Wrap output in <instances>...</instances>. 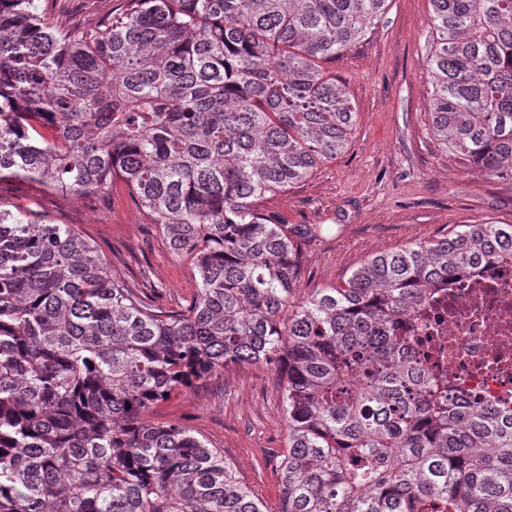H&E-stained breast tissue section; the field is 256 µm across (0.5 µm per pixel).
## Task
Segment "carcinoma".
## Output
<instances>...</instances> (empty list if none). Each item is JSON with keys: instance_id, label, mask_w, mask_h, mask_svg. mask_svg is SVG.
Segmentation results:
<instances>
[{"instance_id": "obj_1", "label": "carcinoma", "mask_w": 512, "mask_h": 512, "mask_svg": "<svg viewBox=\"0 0 512 512\" xmlns=\"http://www.w3.org/2000/svg\"><path fill=\"white\" fill-rule=\"evenodd\" d=\"M430 128L512 182V0H431ZM387 0H129L90 30L0 0V179L124 183L198 288L155 304L72 224L0 210V512H264L224 455L144 414L228 364H273L278 512H512V412L448 398L401 322L512 258V224L382 252L300 303L301 242L268 194L345 149L356 112L322 62Z\"/></svg>"}]
</instances>
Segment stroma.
Wrapping results in <instances>:
<instances>
[{
  "instance_id": "1",
  "label": "stroma",
  "mask_w": 512,
  "mask_h": 512,
  "mask_svg": "<svg viewBox=\"0 0 512 512\" xmlns=\"http://www.w3.org/2000/svg\"><path fill=\"white\" fill-rule=\"evenodd\" d=\"M34 7L49 25L72 29L122 12L126 0H34ZM431 40L430 0H388L382 21L362 43L324 61L356 111L347 145L336 160L260 203L282 223L322 227L301 244L296 300L342 285L379 253L443 237L454 225L512 224V183L462 164L430 131ZM0 210L75 225L97 243L114 274L148 270L163 309L183 310L195 293L189 262L169 250L125 190L75 196L6 178ZM154 417L188 428L220 451L266 512H278L287 431L274 368L227 366L181 389Z\"/></svg>"
}]
</instances>
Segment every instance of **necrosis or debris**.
<instances>
[{
  "mask_svg": "<svg viewBox=\"0 0 512 512\" xmlns=\"http://www.w3.org/2000/svg\"><path fill=\"white\" fill-rule=\"evenodd\" d=\"M416 355L436 353L448 391L512 411V260L449 280L407 319Z\"/></svg>",
  "mask_w": 512,
  "mask_h": 512,
  "instance_id": "4bbe7bcc",
  "label": "necrosis or debris"
}]
</instances>
